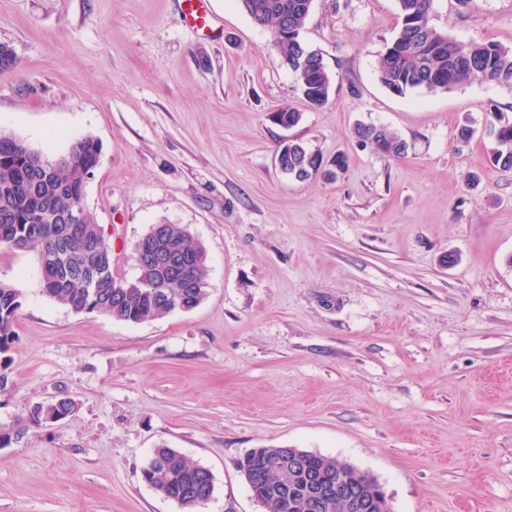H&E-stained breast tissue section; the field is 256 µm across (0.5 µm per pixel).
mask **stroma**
Masks as SVG:
<instances>
[{
    "label": "stroma",
    "instance_id": "stroma-1",
    "mask_svg": "<svg viewBox=\"0 0 512 512\" xmlns=\"http://www.w3.org/2000/svg\"><path fill=\"white\" fill-rule=\"evenodd\" d=\"M211 9L214 37L182 25L179 0H0L17 59L0 71V132L55 156L97 138L85 206L115 274L135 277L152 225L179 224L211 283L192 311L128 324L57 304L34 253L0 249L23 295L0 392V430L22 434L0 447V512H181L141 479L159 447L212 471L203 512H261L236 468L254 448L345 460L393 512H512V170L484 132L512 118V84L395 94L377 61L396 0H313L302 39L333 76L314 109L270 30L238 0ZM432 23L512 47V0H435ZM282 108L301 122L273 123ZM359 122L407 154L360 147ZM286 138L323 175L283 173ZM62 397L73 415L30 424Z\"/></svg>",
    "mask_w": 512,
    "mask_h": 512
}]
</instances>
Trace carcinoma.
Here are the masks:
<instances>
[{
  "instance_id": "1",
  "label": "carcinoma",
  "mask_w": 512,
  "mask_h": 512,
  "mask_svg": "<svg viewBox=\"0 0 512 512\" xmlns=\"http://www.w3.org/2000/svg\"><path fill=\"white\" fill-rule=\"evenodd\" d=\"M313 0H239L241 9L258 26L274 33V44L284 63L294 73L305 102L323 107L330 101L332 78L322 54L309 48L301 32L310 15ZM401 26L380 55L378 76L381 84L399 95L408 91H448L475 78L486 82L512 83V49L492 41H460L431 23L434 0H397ZM493 140L492 162L512 169V121L502 117L489 126ZM352 135L357 143L380 154L399 157L407 143L384 125L358 123ZM16 142L0 134V247L14 249L17 238L24 239L25 251L36 253L40 266L42 294L74 313H102L116 321L139 324L199 306L209 294V268L205 248L191 241L179 224H154L136 242L131 257L137 268L129 287L118 288L112 273V245L92 215L85 223L50 226L40 213H54L61 206L84 202L82 182L74 180L76 169L67 161L82 153L93 155L92 142L84 137L73 141L63 154L65 162L48 183L34 173L57 160L41 150L29 151L26 160L15 157ZM321 163L299 140L288 148L281 170L305 180L320 172ZM22 306V294L11 283L0 280V369L10 362L13 322ZM75 411V403L60 398L31 411L35 425L63 419ZM267 456L263 490L266 512H299L286 506L280 489L300 491L299 476L288 471L286 448H254L241 458L237 469L249 473L251 465ZM154 467L142 469V481L160 496L171 500L182 512H200L207 501L181 494L184 485L203 482L214 492V478L207 467L181 455L173 448H157L151 456ZM305 467L318 473L324 482L336 485L342 461L317 453L304 456Z\"/></svg>"
}]
</instances>
